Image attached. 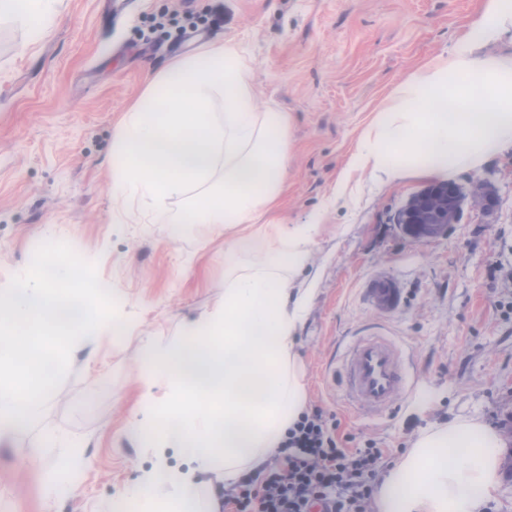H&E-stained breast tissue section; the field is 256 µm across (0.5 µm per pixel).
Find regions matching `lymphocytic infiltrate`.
Segmentation results:
<instances>
[{
  "label": "lymphocytic infiltrate",
  "mask_w": 512,
  "mask_h": 512,
  "mask_svg": "<svg viewBox=\"0 0 512 512\" xmlns=\"http://www.w3.org/2000/svg\"><path fill=\"white\" fill-rule=\"evenodd\" d=\"M335 415L303 413L271 464L220 490L224 512H371L379 448H344Z\"/></svg>",
  "instance_id": "obj_1"
}]
</instances>
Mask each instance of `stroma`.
Masks as SVG:
<instances>
[{
  "mask_svg": "<svg viewBox=\"0 0 512 512\" xmlns=\"http://www.w3.org/2000/svg\"><path fill=\"white\" fill-rule=\"evenodd\" d=\"M47 0L50 35L29 42L0 20V284L24 272L36 248L63 241L96 266L118 311L136 328L73 350L70 370L35 423L0 442V512H113L158 459L180 470L178 449L143 447L130 424L163 385L146 388L143 345L178 337L184 322L224 294V230L175 224L183 201L145 211L112 196V140L128 106L171 60L233 41L250 59L258 110L288 113L295 148L278 216L321 215L326 226L305 277L318 291L298 332L307 406L335 413L353 446L384 449L391 467L419 433L478 417L504 436L503 482L490 512H512V151L482 171L498 206H465L447 236L412 242L392 217L424 188L383 186L356 173L336 183L391 89L452 51L478 0ZM220 24L187 41L186 12ZM170 17L154 27L158 15ZM391 278L390 311L372 306L367 283ZM380 332L404 351L411 390L381 418L362 416L331 381L359 336ZM81 445L79 489L43 493L46 470Z\"/></svg>",
  "mask_w": 512,
  "mask_h": 512,
  "instance_id": "stroma-1",
  "label": "stroma"
}]
</instances>
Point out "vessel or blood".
I'll return each instance as SVG.
<instances>
[{
  "instance_id": "1",
  "label": "vessel or blood",
  "mask_w": 512,
  "mask_h": 512,
  "mask_svg": "<svg viewBox=\"0 0 512 512\" xmlns=\"http://www.w3.org/2000/svg\"><path fill=\"white\" fill-rule=\"evenodd\" d=\"M368 292L373 305L381 310L394 309L399 300L395 283L386 277L371 279ZM339 375L351 402L371 417L378 416L409 391L400 349L391 339L380 335L358 339Z\"/></svg>"
}]
</instances>
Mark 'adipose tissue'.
Masks as SVG:
<instances>
[{
    "label": "adipose tissue",
    "mask_w": 512,
    "mask_h": 512,
    "mask_svg": "<svg viewBox=\"0 0 512 512\" xmlns=\"http://www.w3.org/2000/svg\"><path fill=\"white\" fill-rule=\"evenodd\" d=\"M0 18L30 41L49 32L44 0H0ZM512 32V0H479L454 51L433 58L390 92L344 169L399 183L452 180L512 149V53L487 47ZM223 111H215L216 101ZM293 151L287 113L257 111L250 67L235 43L199 49L158 72L129 108L112 147L114 196L156 211L192 196L177 224L224 227V295L189 320L180 339L147 343L141 373L166 398L135 419L149 448H177L195 470L145 471L136 494L146 512H213L215 483L232 485L281 447L306 406L296 360L316 282L302 278L324 226L250 230L283 195ZM260 260L245 263V256ZM504 441L478 419L422 432L381 481L376 512H481L500 489ZM84 460L69 451L46 472L59 498L81 484ZM213 482H199L196 472ZM174 486L178 495H165Z\"/></svg>",
    "instance_id": "obj_1"
}]
</instances>
